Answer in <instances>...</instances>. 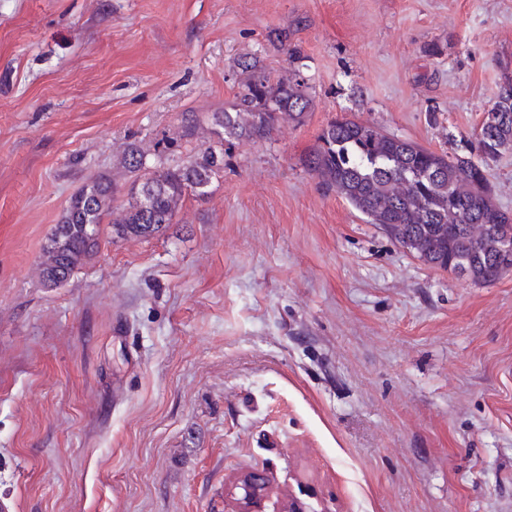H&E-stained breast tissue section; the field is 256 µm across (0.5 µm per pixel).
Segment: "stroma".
I'll return each mask as SVG.
<instances>
[{"label":"stroma","mask_w":512,"mask_h":512,"mask_svg":"<svg viewBox=\"0 0 512 512\" xmlns=\"http://www.w3.org/2000/svg\"><path fill=\"white\" fill-rule=\"evenodd\" d=\"M292 47L303 123L41 281L75 192L185 161ZM510 79L512 0H0V505L247 512L259 471L261 512H512V272L430 268L305 166L341 118L454 151ZM245 503L259 506L265 490L264 476L258 472L246 474L239 484Z\"/></svg>","instance_id":"obj_1"}]
</instances>
